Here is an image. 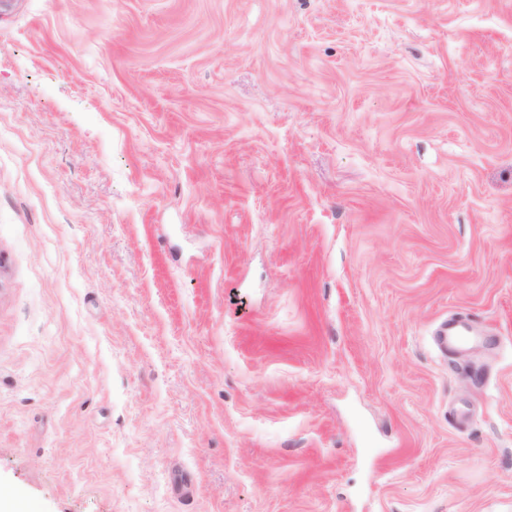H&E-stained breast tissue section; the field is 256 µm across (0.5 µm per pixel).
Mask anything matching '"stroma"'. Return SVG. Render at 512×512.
I'll use <instances>...</instances> for the list:
<instances>
[{
  "mask_svg": "<svg viewBox=\"0 0 512 512\" xmlns=\"http://www.w3.org/2000/svg\"><path fill=\"white\" fill-rule=\"evenodd\" d=\"M0 488L512 512V0H0Z\"/></svg>",
  "mask_w": 512,
  "mask_h": 512,
  "instance_id": "obj_1",
  "label": "stroma"
}]
</instances>
